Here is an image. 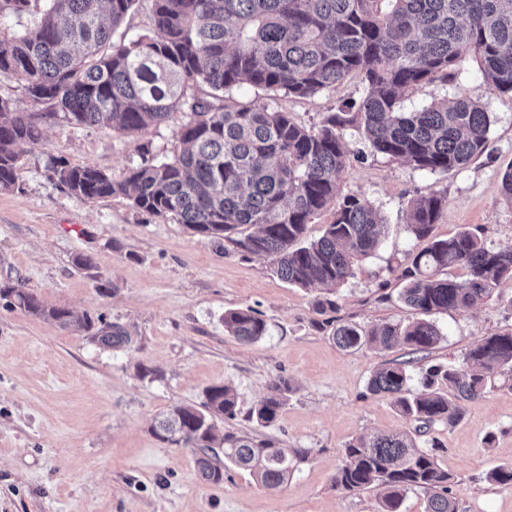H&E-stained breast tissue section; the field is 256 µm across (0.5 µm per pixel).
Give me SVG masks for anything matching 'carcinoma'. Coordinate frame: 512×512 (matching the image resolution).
I'll return each mask as SVG.
<instances>
[{
	"instance_id": "obj_1",
	"label": "carcinoma",
	"mask_w": 512,
	"mask_h": 512,
	"mask_svg": "<svg viewBox=\"0 0 512 512\" xmlns=\"http://www.w3.org/2000/svg\"><path fill=\"white\" fill-rule=\"evenodd\" d=\"M33 28L0 41V71L25 83L41 112H19L0 97V189L15 183L21 144L43 139L45 119L136 133L185 120L175 130L181 145L173 157L153 158L116 178L93 167H69L53 159L68 192L84 201L117 194L165 221L184 224L270 259L288 284L319 286L327 295L317 310L338 308L329 295L353 276L355 262L371 256L384 234L381 212L361 193L339 195L350 160L354 129L365 147L417 170L461 169L489 146L490 118L471 97L401 109L408 90L453 76L471 56L484 82L512 94V0H151L150 33L135 39L117 33L138 0H43ZM361 78L359 99L309 127L267 103L240 102L244 85L275 95L313 97L348 77ZM445 196L430 192L408 202L406 218L422 248L397 268L405 281L400 298L422 318L381 323L365 330L334 327L343 350L404 345L428 354L443 333L426 316L471 308L512 278V242L488 247L462 230L448 239L433 235ZM335 206L323 235L306 240L314 216ZM461 267L459 283L439 272ZM27 314L63 329L87 333L104 349L129 347L126 326L64 307H47L22 287H0ZM224 330L242 342L266 336L256 310H231ZM409 362L378 367L368 390L391 398L398 410L429 428L453 427L467 404L484 396L497 377L512 378V332L485 336L462 361L430 365L420 392L410 389ZM292 391L279 379L247 418L260 427L275 423ZM229 385H211L198 405L173 406L152 432L160 441L189 443L198 452L201 481L224 480L230 463L248 470L267 489L283 485L300 452L291 456L267 439L222 431L219 419L238 415ZM416 438L394 431L360 436L345 448L334 486L360 492L380 488L381 512H402L410 492L426 498L425 512H457L455 477ZM487 480L512 487V466L490 470Z\"/></svg>"
}]
</instances>
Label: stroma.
<instances>
[{
    "instance_id": "1",
    "label": "stroma",
    "mask_w": 512,
    "mask_h": 512,
    "mask_svg": "<svg viewBox=\"0 0 512 512\" xmlns=\"http://www.w3.org/2000/svg\"><path fill=\"white\" fill-rule=\"evenodd\" d=\"M361 93L352 76L311 98L250 86L233 97L271 102L310 126ZM458 96L480 99L491 120L488 150L464 168L430 173L380 154L347 168L340 192L365 195L387 228L375 253L337 288V319L366 329L416 320L390 272L419 248L405 222L416 195L447 199L437 238L469 230L489 247L512 242V202L501 188L512 166V95L486 84L469 59L453 78L408 91L402 108ZM175 128L170 122L124 135L56 119L40 144L21 146L16 183L0 190V285L21 283L45 305L78 316L103 315L135 338L132 348L103 349L0 299V512H379L376 491H339L333 478L352 440L383 430L413 435L423 447L439 441L438 460L456 479L458 512H512V489L487 479L491 468L512 464V381L496 380L458 425L424 433L389 398L367 390L385 361H409L415 390L429 365L459 361L482 337L511 330L512 278L474 307L433 313L444 337L426 358L410 360L400 345L342 350L315 307L320 288L289 285L269 260L164 222L126 196L81 200L50 168L60 156L118 176L145 154L178 153ZM81 252L91 256V269L75 266ZM243 307L266 321L261 340L243 343L225 332V312ZM281 378L293 391L279 419L259 430L246 414ZM214 384L238 395L237 418L220 421V429L263 433L278 447L303 451L279 489L234 466L223 482L202 483L193 449L153 435L156 418L200 403Z\"/></svg>"
}]
</instances>
